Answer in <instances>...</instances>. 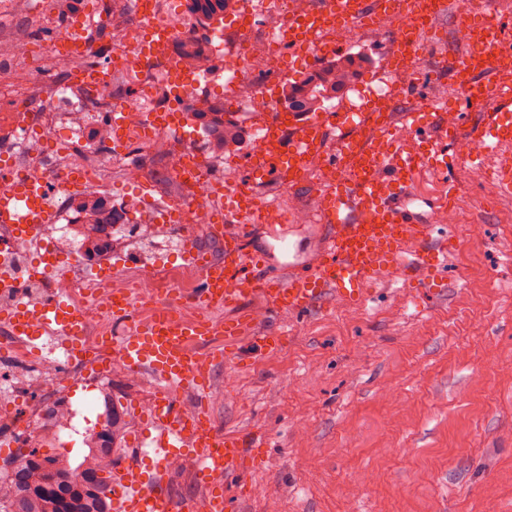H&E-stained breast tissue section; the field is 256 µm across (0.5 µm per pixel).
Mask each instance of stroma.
<instances>
[{"label":"stroma","mask_w":512,"mask_h":512,"mask_svg":"<svg viewBox=\"0 0 512 512\" xmlns=\"http://www.w3.org/2000/svg\"><path fill=\"white\" fill-rule=\"evenodd\" d=\"M388 33H359L347 57L364 62L362 84L377 80L392 56ZM423 47L428 78L409 82L397 112L432 94L467 112L452 73ZM487 172L461 161L454 143L429 157L408 204L429 221L456 185L454 224L437 225L416 252L434 250L431 288L413 292L383 278L364 305H316L298 320L267 318L261 332L287 330L280 355L225 380L214 371L211 410L222 430L264 435L249 458L252 492L234 491V512H512V198L486 199ZM127 200L126 230L112 240L123 275L157 259L181 263L182 242L154 232L153 209L139 190L107 174ZM328 225L256 224L246 247L274 267L304 265ZM449 248H442L443 239ZM142 386L123 377L111 387L72 389L77 406L122 411Z\"/></svg>","instance_id":"1"}]
</instances>
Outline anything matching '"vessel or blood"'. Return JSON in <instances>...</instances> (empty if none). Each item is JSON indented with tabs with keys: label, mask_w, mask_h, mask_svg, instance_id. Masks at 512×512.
Listing matches in <instances>:
<instances>
[{
	"label": "vessel or blood",
	"mask_w": 512,
	"mask_h": 512,
	"mask_svg": "<svg viewBox=\"0 0 512 512\" xmlns=\"http://www.w3.org/2000/svg\"><path fill=\"white\" fill-rule=\"evenodd\" d=\"M422 8V0H312L303 15H289L284 38L304 53L309 45L323 40L334 24L356 25L368 16L405 17ZM140 22L146 36L136 52H114L108 62L85 69L80 76L83 85L105 81L114 69L148 67L165 57L170 31L150 16H141ZM474 31L475 48L464 60L451 57L447 64L452 69L463 66L457 87L480 118L462 130L448 126L442 113H432L429 133L420 139L422 152L404 149L395 139L394 126L378 119L379 114L395 110L403 94L399 88L370 101L364 112L265 113L262 126L267 134L256 145L257 164L250 167L252 177L264 181L296 175L306 156L332 129L342 133L326 160L346 167L348 175L322 196L320 219L331 233L306 266L292 264L287 274L275 273L264 254L244 248L252 224L264 220L267 209L256 198L239 194L227 204L224 222L216 227L224 241L223 258L202 262L193 295L172 293L160 301L164 307L193 308L197 318L158 314L146 319L135 294L114 295L112 319L122 332L103 338L101 348L111 353L113 364L153 377L156 392L141 436L147 455L143 462L112 471V512H232L225 484L229 477L247 475V451L256 441L245 433L217 428L209 406L210 377L217 363L240 365L238 343L243 337H253L256 361L276 355L282 337L278 331L256 335V321L245 311V303L257 299L266 314L302 317L315 303L330 298L363 305L367 285L386 276L408 284L432 276L439 264L436 254L406 257L407 248L430 238L434 230L407 207L413 178L429 152L462 134L485 141L501 171L495 193L512 196V79L490 68L483 51L488 40L504 38L505 31L499 24L491 30L478 24ZM0 177L11 184L8 192L0 194V226L23 236L52 223L51 186L66 188L79 181L74 173L32 181L5 166L0 167ZM227 308L237 309V316L218 318V311ZM6 319L15 339L35 335L42 328L64 338L72 353L83 350L85 317L76 304L51 297L35 304L20 300ZM219 337L223 345L212 348V341ZM186 393L195 399L190 416L180 406ZM181 459L192 461L200 491L178 501L166 483L172 463Z\"/></svg>",
	"instance_id": "obj_1"
}]
</instances>
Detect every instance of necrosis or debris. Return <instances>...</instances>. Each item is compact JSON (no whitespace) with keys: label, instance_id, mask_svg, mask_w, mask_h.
I'll use <instances>...</instances> for the list:
<instances>
[{"label":"necrosis or debris","instance_id":"necrosis-or-debris-1","mask_svg":"<svg viewBox=\"0 0 512 512\" xmlns=\"http://www.w3.org/2000/svg\"><path fill=\"white\" fill-rule=\"evenodd\" d=\"M307 7L308 0H236L230 21L240 34L234 54L237 66L225 82L215 84L209 73L187 66L186 83L176 90L167 64L160 62L127 70L136 93L118 99L108 85L79 88L74 57L60 47L68 29L59 30L45 44L18 30L20 19L46 16L48 0H0V67L9 68L20 57L27 63L25 90L0 88V100L11 106L0 114V154L37 181L53 172H80L86 196L110 194L102 170L112 165L120 166L127 182L149 185L148 159L156 157L169 183L179 188L177 200L167 204V214L175 220L170 231L184 244H192L198 233L210 231L223 200L240 192L259 194L260 186L219 177L213 161L183 127L153 128L148 116L214 108L211 95L218 88L224 91L221 102L227 111H285L284 102L269 90L282 78L281 61L288 51L283 27L288 16ZM144 10L161 19L174 38L194 32L177 0H116L112 11L99 19L100 27L111 29L114 49L125 51L139 43L144 33L139 16ZM47 59L52 62L48 68L43 65ZM113 112L120 113L127 133L126 141L119 144L113 141L109 119ZM50 122L59 125L63 134L48 141L43 131ZM138 143L150 148L151 156L136 152ZM96 149L101 152L98 162L86 161V152ZM6 246L10 251L6 270L26 290L68 301L92 298L93 315L85 336L90 346L112 333L113 294L136 292L143 303L141 314L148 318L154 314L153 301L170 289L188 293L197 286V270L188 262L143 264L130 277L111 270L75 276L74 268L87 261L86 244L71 224L59 225L53 237H8ZM87 370V362L73 358L59 337L43 332L21 342L0 328V458L15 448L43 447L46 418L71 428L78 410L67 396L68 383L75 372Z\"/></svg>","mask_w":512,"mask_h":512}]
</instances>
